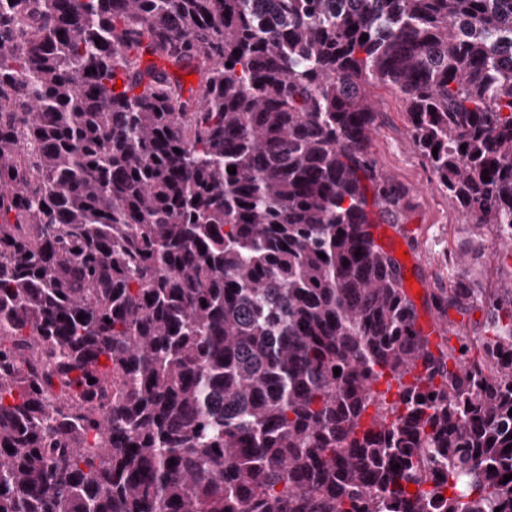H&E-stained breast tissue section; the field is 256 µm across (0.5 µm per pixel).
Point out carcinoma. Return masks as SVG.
Returning <instances> with one entry per match:
<instances>
[{
    "label": "carcinoma",
    "mask_w": 512,
    "mask_h": 512,
    "mask_svg": "<svg viewBox=\"0 0 512 512\" xmlns=\"http://www.w3.org/2000/svg\"><path fill=\"white\" fill-rule=\"evenodd\" d=\"M375 85L512 226V0H0V512H512V281L418 326ZM479 313V318H476ZM486 317V310L481 305H476L468 309L465 315L459 313L454 308H449L447 316L440 317L442 321L454 324L463 333L462 336H481L482 325Z\"/></svg>",
    "instance_id": "obj_1"
}]
</instances>
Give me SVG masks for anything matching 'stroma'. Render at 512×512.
I'll list each match as a JSON object with an SVG mask.
<instances>
[{
    "label": "stroma",
    "mask_w": 512,
    "mask_h": 512,
    "mask_svg": "<svg viewBox=\"0 0 512 512\" xmlns=\"http://www.w3.org/2000/svg\"><path fill=\"white\" fill-rule=\"evenodd\" d=\"M378 106V128L371 143V155L380 171L404 191L398 220H381L380 237L404 248L408 259L406 274L414 278L422 297L415 301L419 325L432 315L425 296L435 288L449 287L460 267L461 246L471 242L484 253L470 270L474 288H499L512 275V258L497 261L494 256L498 234L489 226L465 218L455 201L439 191L435 178L412 145L411 131L402 95L385 86L371 90Z\"/></svg>",
    "instance_id": "1"
}]
</instances>
